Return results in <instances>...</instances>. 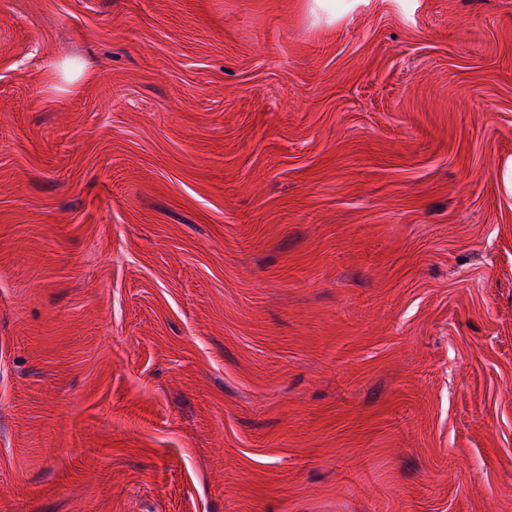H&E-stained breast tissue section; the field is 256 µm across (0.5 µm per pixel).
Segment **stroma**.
I'll return each instance as SVG.
<instances>
[{
    "label": "stroma",
    "mask_w": 512,
    "mask_h": 512,
    "mask_svg": "<svg viewBox=\"0 0 512 512\" xmlns=\"http://www.w3.org/2000/svg\"><path fill=\"white\" fill-rule=\"evenodd\" d=\"M0 0V512H512V0Z\"/></svg>",
    "instance_id": "stroma-1"
}]
</instances>
